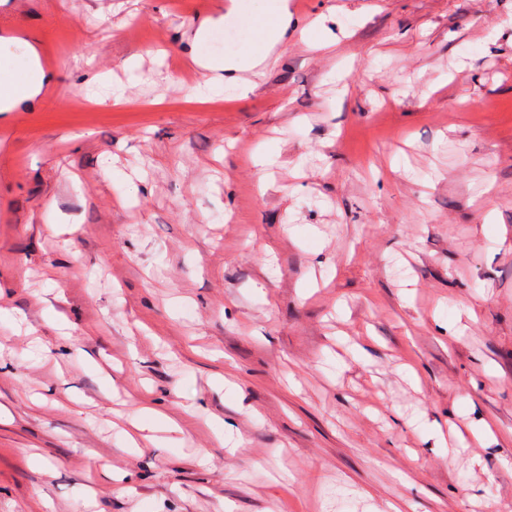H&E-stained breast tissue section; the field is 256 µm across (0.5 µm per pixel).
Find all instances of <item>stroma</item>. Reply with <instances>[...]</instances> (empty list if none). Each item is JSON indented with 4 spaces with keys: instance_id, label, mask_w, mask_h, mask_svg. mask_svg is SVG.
Listing matches in <instances>:
<instances>
[{
    "instance_id": "obj_1",
    "label": "stroma",
    "mask_w": 512,
    "mask_h": 512,
    "mask_svg": "<svg viewBox=\"0 0 512 512\" xmlns=\"http://www.w3.org/2000/svg\"><path fill=\"white\" fill-rule=\"evenodd\" d=\"M2 8L58 61L0 112V512H512V0H311L205 103V0Z\"/></svg>"
}]
</instances>
